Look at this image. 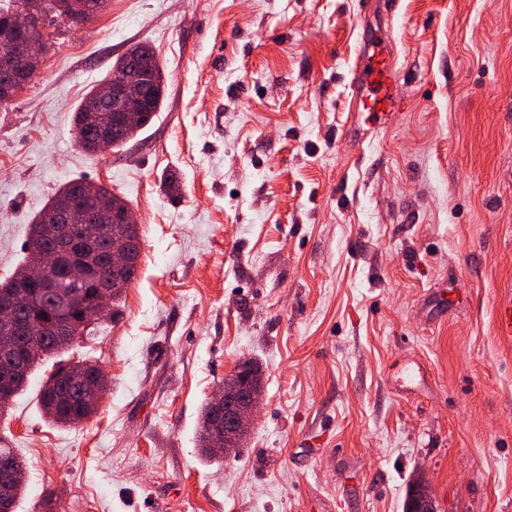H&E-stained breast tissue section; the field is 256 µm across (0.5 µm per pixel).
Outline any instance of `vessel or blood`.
I'll return each instance as SVG.
<instances>
[{"label": "vessel or blood", "mask_w": 512, "mask_h": 512, "mask_svg": "<svg viewBox=\"0 0 512 512\" xmlns=\"http://www.w3.org/2000/svg\"><path fill=\"white\" fill-rule=\"evenodd\" d=\"M395 60L384 40L361 42L351 68V85L356 111L365 116L363 135L375 136L385 130L404 110L397 94ZM497 336L512 342V295L498 300L495 309Z\"/></svg>", "instance_id": "vessel-or-blood-1"}]
</instances>
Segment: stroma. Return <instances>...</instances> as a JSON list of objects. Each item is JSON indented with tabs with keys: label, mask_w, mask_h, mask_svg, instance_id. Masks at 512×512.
<instances>
[{
	"label": "stroma",
	"mask_w": 512,
	"mask_h": 512,
	"mask_svg": "<svg viewBox=\"0 0 512 512\" xmlns=\"http://www.w3.org/2000/svg\"><path fill=\"white\" fill-rule=\"evenodd\" d=\"M51 29L0 104V281L77 178L135 210L141 257L61 356L107 375L92 417L46 418L44 367L0 413L16 512H402L418 479L442 512H512V0H110ZM382 33L406 109L363 140L350 69ZM138 43L162 107L88 155L73 114ZM243 357L260 409L207 458L200 410ZM127 53L137 54L144 73L142 93L145 99L146 112L140 125L133 128L121 129L118 132L119 142L114 148L122 147L134 139L153 119L161 109L164 88V69L153 50L146 45H135ZM495 330L500 339L512 342V295L497 301Z\"/></svg>",
	"instance_id": "35a3bbf8"
}]
</instances>
